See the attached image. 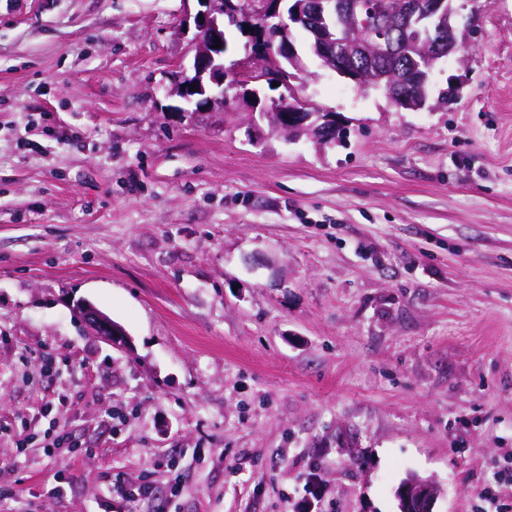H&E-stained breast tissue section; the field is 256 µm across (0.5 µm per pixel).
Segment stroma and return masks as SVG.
Segmentation results:
<instances>
[{"label": "stroma", "instance_id": "stroma-1", "mask_svg": "<svg viewBox=\"0 0 512 512\" xmlns=\"http://www.w3.org/2000/svg\"><path fill=\"white\" fill-rule=\"evenodd\" d=\"M397 108L307 52L343 141L288 140L284 88L194 74L197 0H0V491L14 512H477L512 461V0ZM92 303L118 348L72 313ZM62 425L84 449L43 450ZM181 490L172 493V477ZM151 478V497L112 499ZM72 312L91 332L107 343L119 348L127 346L125 329L91 303L78 302L72 306ZM316 468H312L309 473L308 481L304 487V495L296 503L293 512H320L321 501L325 496V489L321 483L320 476ZM440 485L433 479L408 478L400 488V512H432Z\"/></svg>", "mask_w": 512, "mask_h": 512}]
</instances>
